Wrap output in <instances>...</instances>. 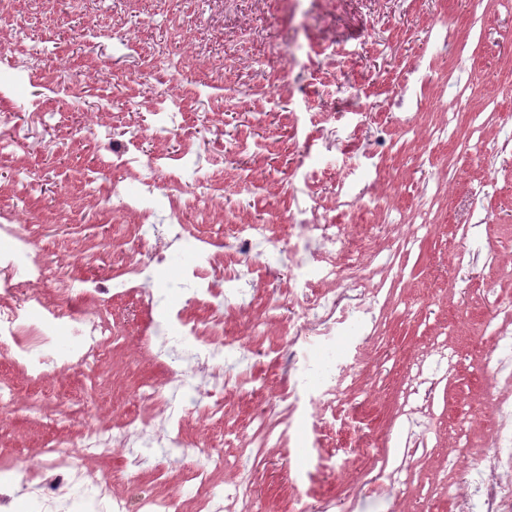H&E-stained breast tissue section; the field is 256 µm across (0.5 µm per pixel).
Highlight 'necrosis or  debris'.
I'll list each match as a JSON object with an SVG mask.
<instances>
[{"label":"necrosis or debris","mask_w":512,"mask_h":512,"mask_svg":"<svg viewBox=\"0 0 512 512\" xmlns=\"http://www.w3.org/2000/svg\"><path fill=\"white\" fill-rule=\"evenodd\" d=\"M57 125L67 138H98L100 150L112 158L111 168L127 171L140 167L144 176L143 192L122 193L120 210L141 215L125 240L129 268L125 278H85L82 281L57 275L51 252L34 242L31 224L18 210L0 208V349L10 353L30 378L52 384L60 377L99 361L112 345V328L88 300L111 299L127 291L129 279L142 282L140 299L153 308L154 297L146 282L161 268L169 252L180 249L187 239V214L207 216L210 208L224 198V185L218 180L197 176L195 187L183 183L180 174L164 173L159 155L144 154L139 137L114 140L103 137L95 125H73L70 115H56ZM296 226L313 232L319 246L316 262L296 258L291 262L293 281L301 290L289 304L288 341L301 352L302 384L314 392L303 395L300 387H291L280 431L267 430L265 412L255 416L258 445L283 448L289 443V427L299 408H307L314 437L322 435L324 410L335 407L338 382L348 369L342 359V347L349 330L372 312L373 298L365 286L376 274L363 259V251L354 247L344 224L322 214L307 220L306 208H299ZM268 227L256 224L250 237L236 235L201 241L180 274L190 289V302L210 309L208 320L198 321L184 310L169 311L160 323L170 340L181 343L186 354L170 366L161 382L148 384L137 393L141 403L153 405L148 416H136L121 425L105 426L96 418H87L78 441L63 447L44 448L37 462L30 464L24 476L26 491L37 499L43 512H58L67 505L73 488L94 491L102 512H175L171 497L149 495L137 503L113 490L114 477L100 463L119 455L127 472H135L144 449L151 448L165 458L174 448H187L181 429L187 406L198 389L197 378H206L208 417L223 413L226 393L234 389L232 373L224 369V359L236 354L240 346L224 339V285L255 283L261 277L259 264L247 262L224 270V259L233 253L255 250L271 244ZM343 277L360 285L359 293L321 290L324 281ZM72 338L68 351H60L59 337ZM227 462L223 453L208 454L207 463L194 474L192 500L196 512H251L239 489H227L217 483ZM474 490L462 495L466 512H512V477L502 474L499 461L476 459L473 464Z\"/></svg>","instance_id":"4bbe7bcc"}]
</instances>
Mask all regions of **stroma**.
I'll list each match as a JSON object with an SVG mask.
<instances>
[{
	"instance_id": "35a3bbf8",
	"label": "stroma",
	"mask_w": 512,
	"mask_h": 512,
	"mask_svg": "<svg viewBox=\"0 0 512 512\" xmlns=\"http://www.w3.org/2000/svg\"><path fill=\"white\" fill-rule=\"evenodd\" d=\"M448 25L454 49L441 53L435 31ZM103 38L76 40L86 26ZM135 40L130 51L127 40ZM33 54L32 71L16 70L14 48ZM433 63V80L414 113L420 136L401 141L405 111L389 100L410 65ZM183 61L176 76L167 66ZM227 69L225 90L207 87L208 67ZM155 71L173 90L178 119L190 128L192 151L202 171L224 177V201L205 224H189V236L221 235L241 224H271L275 238L295 236L288 215L304 196L320 211L335 213L336 182L331 172L309 175L301 160L311 151L327 154L337 167L350 168L365 155L380 157V180L404 189L378 204L349 213L350 235L363 244L377 269L373 319L361 324L359 349L350 376L341 384L338 416L325 430L344 439L353 418L366 432L365 453L313 446L305 418H296L288 446L256 450L248 388L271 385L288 391L281 352L288 313L262 326L265 294L287 297L286 256L273 261L276 274L252 286L251 306L224 312V333L248 334V349L225 361L242 390L229 396L222 428L204 425L197 410L182 419L191 441L188 452L173 453L164 468L145 459L136 480L119 479L118 492L131 499L165 492L189 500L186 482L210 450L223 452L236 481V465L249 475L245 489L257 512H301L318 499H335L336 512H460L456 487L470 478L474 456L498 454L494 401L512 408V347L494 345L497 324L512 317V153L493 147L512 140V0H6L0 6V113L22 112L32 100L58 112L56 92L64 87L95 113L108 101L115 135L143 134V149L177 154L180 144L155 124L153 106L130 73ZM464 94L465 105L452 122L437 100ZM74 114V122L82 115ZM222 116L211 125L209 114ZM448 123L447 137L431 130ZM22 147L0 163V207L27 215L38 245L61 256L78 252L84 263L69 266L79 277H113L126 270L114 248V224L132 225L134 214L119 215L116 202L87 196L92 170L106 155L94 139L60 145L53 157L41 147L56 132L49 125H22ZM249 144L245 155L238 144ZM29 167L42 191L18 192L13 171ZM445 182L434 205L422 207V188L436 176ZM106 192L107 181L94 184ZM427 211L426 235L406 248L379 232L388 215L412 218ZM182 250L169 260L151 287L159 304L146 310L136 293L106 302L103 315L117 336L110 356L81 370L68 385L74 402L27 399L15 415L0 418V449L14 452L20 465L38 449L73 442L97 404L104 422H125L141 385L159 382L161 345L149 336V319L165 306L183 305L204 320L206 309L187 305L178 284ZM403 278H393L390 266ZM446 346L448 364L426 362L429 350ZM415 465L402 471L403 456Z\"/></svg>"
}]
</instances>
